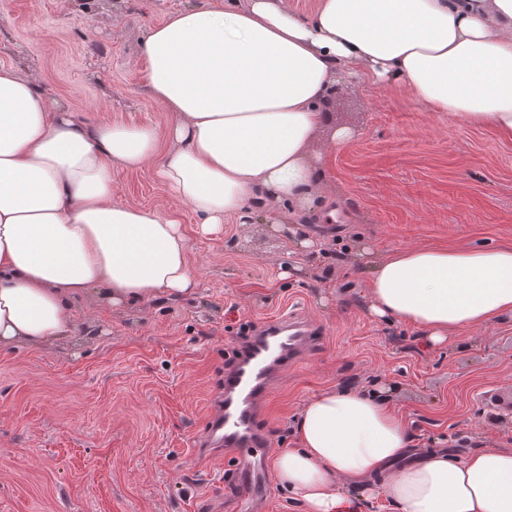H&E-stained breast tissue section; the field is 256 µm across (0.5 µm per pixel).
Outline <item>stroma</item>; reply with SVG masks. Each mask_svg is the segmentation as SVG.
Listing matches in <instances>:
<instances>
[{"mask_svg": "<svg viewBox=\"0 0 512 512\" xmlns=\"http://www.w3.org/2000/svg\"><path fill=\"white\" fill-rule=\"evenodd\" d=\"M196 0H0V65L35 76L91 124H150L168 113L147 93L149 24ZM317 144L332 222L276 224L265 209L188 240L199 293L123 312L80 303L75 341L0 352V512H237L223 460L197 443L241 324L302 313L321 337L272 390L262 428L294 445L303 404L330 389L382 393L405 421L410 455L512 448V318L435 345L374 317L358 253L512 241V141L427 111L401 86L340 80ZM353 138L330 146L332 130ZM118 199L165 214L153 169L121 173ZM317 242V250L306 241Z\"/></svg>", "mask_w": 512, "mask_h": 512, "instance_id": "obj_1", "label": "stroma"}]
</instances>
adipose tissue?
<instances>
[{"instance_id": "ef3b65f1", "label": "adipose tissue", "mask_w": 512, "mask_h": 512, "mask_svg": "<svg viewBox=\"0 0 512 512\" xmlns=\"http://www.w3.org/2000/svg\"><path fill=\"white\" fill-rule=\"evenodd\" d=\"M144 85L170 116L89 125L0 66V350L69 341L78 304L116 309L196 294L180 207L198 231L249 222L257 201L323 196L315 146L340 75L404 84L433 112L512 139V0H198L150 25ZM154 168L174 207L117 199L114 175ZM369 308L442 343L512 318V243L396 249L369 262ZM273 462L304 512H342L378 479L399 512H512V448L407 462L404 420L373 392L329 389Z\"/></svg>"}]
</instances>
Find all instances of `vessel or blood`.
I'll use <instances>...</instances> for the list:
<instances>
[{"mask_svg":"<svg viewBox=\"0 0 512 512\" xmlns=\"http://www.w3.org/2000/svg\"><path fill=\"white\" fill-rule=\"evenodd\" d=\"M315 328L288 314L248 326L236 337L233 364L224 372V390L207 418L210 441L224 447V477L247 501L266 499L264 467L270 453L260 425L270 390L288 365L309 355Z\"/></svg>","mask_w":512,"mask_h":512,"instance_id":"1","label":"vessel or blood"}]
</instances>
